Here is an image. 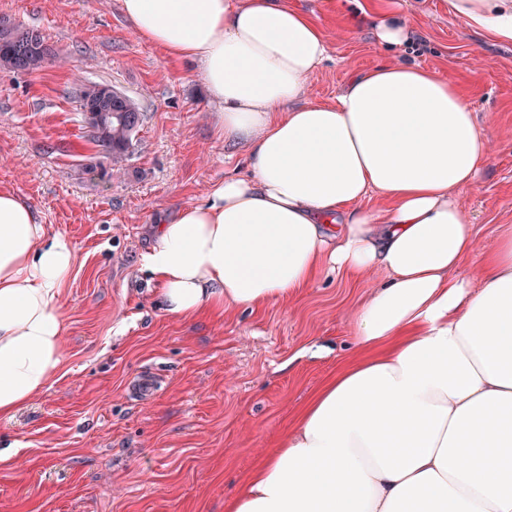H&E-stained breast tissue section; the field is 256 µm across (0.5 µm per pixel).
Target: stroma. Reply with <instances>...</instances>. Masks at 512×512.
<instances>
[{
	"mask_svg": "<svg viewBox=\"0 0 512 512\" xmlns=\"http://www.w3.org/2000/svg\"><path fill=\"white\" fill-rule=\"evenodd\" d=\"M324 29L329 58L307 84L329 101L351 72L386 60L371 26L349 28L356 5L294 0ZM411 28L406 57L462 86L499 132L461 204L483 249L512 225V45L484 41L448 0H398ZM0 17L39 29L57 52L34 73L0 68V187L66 235L77 261L61 299L63 356L49 389L0 419V512H224L253 464L287 429L337 363L353 352L350 311L369 294L342 274L296 299L182 320L165 313L140 267L159 220L201 202L217 182L248 174L225 142L199 64L167 58L124 18L119 0H0ZM106 83L145 119L121 173L84 175L96 147L71 98ZM152 397L133 396L140 371Z\"/></svg>",
	"mask_w": 512,
	"mask_h": 512,
	"instance_id": "obj_1",
	"label": "stroma"
}]
</instances>
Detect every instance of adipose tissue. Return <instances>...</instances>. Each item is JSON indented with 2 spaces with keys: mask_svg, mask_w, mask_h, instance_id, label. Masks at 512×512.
<instances>
[{
  "mask_svg": "<svg viewBox=\"0 0 512 512\" xmlns=\"http://www.w3.org/2000/svg\"><path fill=\"white\" fill-rule=\"evenodd\" d=\"M135 32L200 62L225 142L250 173L214 185L154 230L141 266L164 310H250L321 271L380 275L351 314L355 353L247 473L224 512H512V225L480 251L459 197L495 127L468 95L401 54L305 101L329 43L288 0H119ZM467 27L512 45V0H448ZM381 208L365 207L370 196ZM472 261L471 290L459 271ZM75 247L0 188V418L54 378Z\"/></svg>",
  "mask_w": 512,
  "mask_h": 512,
  "instance_id": "ef3b65f1",
  "label": "adipose tissue"
}]
</instances>
